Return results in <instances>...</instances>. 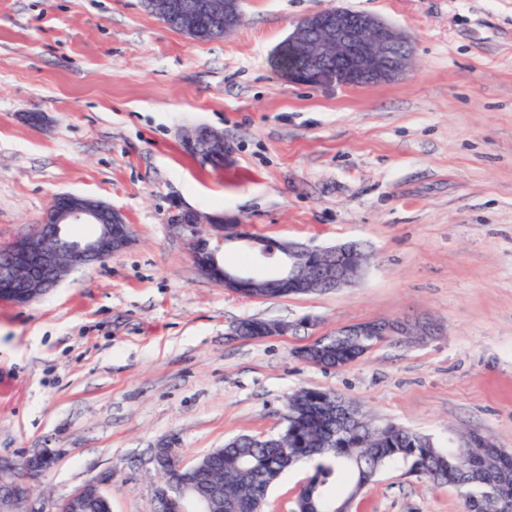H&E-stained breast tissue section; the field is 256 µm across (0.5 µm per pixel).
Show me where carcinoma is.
Wrapping results in <instances>:
<instances>
[{
  "label": "carcinoma",
  "instance_id": "obj_1",
  "mask_svg": "<svg viewBox=\"0 0 512 512\" xmlns=\"http://www.w3.org/2000/svg\"><path fill=\"white\" fill-rule=\"evenodd\" d=\"M223 37L224 21L217 20L204 26L196 40ZM381 341V336L326 337V364L347 366ZM329 396L317 389H300L286 400L287 435L272 442L241 435L202 456L204 466L195 475V486L204 492L214 485L222 487L215 512H256L257 500L266 498L271 484L301 461L312 464V474L296 496L294 512H336L397 461L437 485L463 490L467 512H483L480 504L490 495L496 497L497 512H512V463H502L494 448L485 449L484 466L498 472L495 490L461 483L460 464L466 449L440 448L426 436L394 424L374 425L362 414L336 436L334 447L322 448L327 421L315 401Z\"/></svg>",
  "mask_w": 512,
  "mask_h": 512
}]
</instances>
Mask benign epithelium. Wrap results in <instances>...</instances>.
I'll list each match as a JSON object with an SVG mask.
<instances>
[{"label": "benign epithelium", "mask_w": 512, "mask_h": 512, "mask_svg": "<svg viewBox=\"0 0 512 512\" xmlns=\"http://www.w3.org/2000/svg\"><path fill=\"white\" fill-rule=\"evenodd\" d=\"M243 0H224V11L216 10L211 0H147V6L159 18L177 14L184 32L199 29L209 16L224 14V33L235 30L242 22ZM288 47L305 59L300 70L288 71V79L305 85L334 81L346 86H369L395 80L405 75L411 65L410 38L381 19L361 11L336 6L315 10L300 19L288 36ZM194 149L212 160L224 159V137L207 128L191 134ZM75 224H95L98 232L88 239H72L57 244L56 228ZM175 228L187 233L193 243L192 259L199 271L218 282L224 289L240 296L254 297L257 289L274 284L296 288L305 294L327 289L346 288L358 283L364 273L357 249L346 244L330 249H315L296 241L271 243L252 234L246 225L206 223L193 211L177 218ZM131 240L129 225L108 204L75 195L62 194L48 208L40 229L8 243L0 255V301L27 304L44 295L71 272L124 250ZM237 243L255 256L274 259L279 269L270 276L220 266L219 246ZM341 336H418L429 327L408 320H369L336 329ZM355 414L354 404L335 399L329 415L341 428ZM488 440L470 436L464 440L467 453L462 466L476 476V482L495 484L491 473L477 469L472 460ZM56 453L45 448L26 458L23 469L42 473L49 470ZM16 464L0 458V512H37L23 507L32 495L31 488L12 477ZM105 495L98 484H87L63 503V512H81L92 497ZM156 512H210L209 503L193 493L182 479H161L156 486Z\"/></svg>", "instance_id": "obj_1"}]
</instances>
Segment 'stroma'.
Instances as JSON below:
<instances>
[{"mask_svg":"<svg viewBox=\"0 0 512 512\" xmlns=\"http://www.w3.org/2000/svg\"><path fill=\"white\" fill-rule=\"evenodd\" d=\"M406 32L411 70L359 88L288 81L274 57L321 8ZM242 24L198 42L141 0H0V243L52 200L109 203L123 251L33 302H0V457L45 448L30 505L88 483L112 512H155L151 458L186 464L240 434L280 433L289 394L342 395L377 424L439 446L479 434L512 453V0H245ZM44 115L40 125L28 114ZM224 136V159L191 132ZM193 210L315 248L358 242L351 288L245 298L198 270L171 225ZM429 323L342 368L295 354L345 325ZM242 319L283 336L231 337ZM311 471L270 489L292 512ZM352 512H466L460 491L397 462ZM189 142L194 149L212 160L224 159V137L214 130L196 129Z\"/></svg>","mask_w":512,"mask_h":512,"instance_id":"stroma-1","label":"stroma"}]
</instances>
